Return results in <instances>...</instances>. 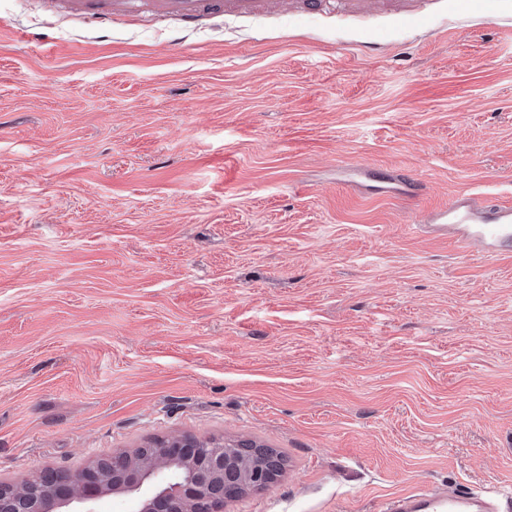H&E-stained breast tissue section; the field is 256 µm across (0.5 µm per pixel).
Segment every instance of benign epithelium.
<instances>
[{
    "label": "benign epithelium",
    "instance_id": "1",
    "mask_svg": "<svg viewBox=\"0 0 512 512\" xmlns=\"http://www.w3.org/2000/svg\"><path fill=\"white\" fill-rule=\"evenodd\" d=\"M146 460L139 452L112 455V469L96 461L79 473L45 469L43 488L26 498L27 482H0V512H97V501L122 495L136 512H222L234 497L273 482L279 463L269 458L250 464L241 489L232 488L240 464L224 454V443L177 437L155 444Z\"/></svg>",
    "mask_w": 512,
    "mask_h": 512
}]
</instances>
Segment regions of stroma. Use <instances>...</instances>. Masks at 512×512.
Wrapping results in <instances>:
<instances>
[{"label":"stroma","mask_w":512,"mask_h":512,"mask_svg":"<svg viewBox=\"0 0 512 512\" xmlns=\"http://www.w3.org/2000/svg\"><path fill=\"white\" fill-rule=\"evenodd\" d=\"M512 0L103 27L0 0V481L158 439L284 455L224 512L512 497ZM487 195H466L448 207L431 212L429 223L438 232L453 224L456 240L463 249L478 245L489 255L510 251L512 205L496 203Z\"/></svg>","instance_id":"1"}]
</instances>
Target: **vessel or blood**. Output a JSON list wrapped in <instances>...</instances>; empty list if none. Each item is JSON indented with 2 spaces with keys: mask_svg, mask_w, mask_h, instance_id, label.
I'll list each match as a JSON object with an SVG mask.
<instances>
[{
  "mask_svg": "<svg viewBox=\"0 0 512 512\" xmlns=\"http://www.w3.org/2000/svg\"><path fill=\"white\" fill-rule=\"evenodd\" d=\"M75 15L107 20L124 18L145 8L158 19L175 18L193 25L225 14L252 16L279 9L283 0H64ZM430 224L439 232L455 228L461 248L476 245L490 255L512 249V205L482 195H466L448 207L431 212ZM480 496L448 498L430 491H415L392 498L385 512H492Z\"/></svg>",
  "mask_w": 512,
  "mask_h": 512,
  "instance_id": "vessel-or-blood-1",
  "label": "vessel or blood"
}]
</instances>
